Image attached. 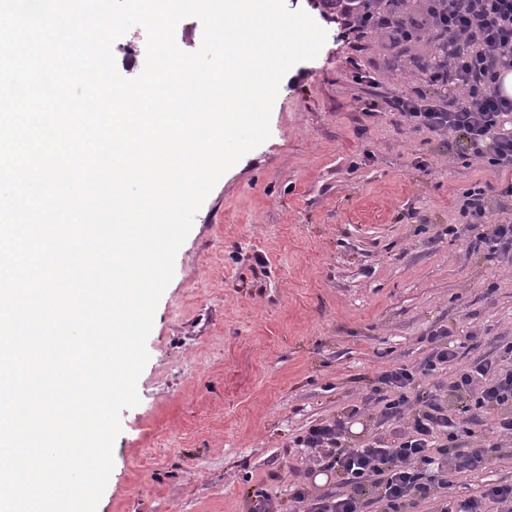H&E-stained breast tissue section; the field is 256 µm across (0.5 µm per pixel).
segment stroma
<instances>
[{
	"label": "stroma",
	"instance_id": "1",
	"mask_svg": "<svg viewBox=\"0 0 512 512\" xmlns=\"http://www.w3.org/2000/svg\"><path fill=\"white\" fill-rule=\"evenodd\" d=\"M325 30L282 78L270 137L218 180L176 255L97 512H250L260 494L300 512L294 485L340 488L296 444L309 425L348 412V441H392L363 408L383 371L418 365L447 329L458 357L429 382L451 407L452 371L497 361L512 337V265L448 232L463 191L503 173L392 113L395 92L424 88L430 42ZM500 443L453 477L450 503L512 483V436Z\"/></svg>",
	"mask_w": 512,
	"mask_h": 512
}]
</instances>
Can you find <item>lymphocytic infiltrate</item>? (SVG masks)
I'll list each match as a JSON object with an SVG mask.
<instances>
[{"label":"lymphocytic infiltrate","instance_id":"f902f5d3","mask_svg":"<svg viewBox=\"0 0 512 512\" xmlns=\"http://www.w3.org/2000/svg\"><path fill=\"white\" fill-rule=\"evenodd\" d=\"M424 24L404 16L403 0L391 8L375 7L354 18L357 28L375 32L403 25L407 39L427 37L443 46V56L427 71L428 92L400 95L393 108L401 123L465 140L471 156L496 170L512 174V94L502 82L512 73V0H426ZM488 187L474 185L462 195L461 214L472 235L467 249L486 258L512 262V220L479 231L487 217ZM446 331H434L430 355L415 368L382 372L370 402L382 420L395 421L400 433L392 442L349 445L347 417L311 425L298 445L317 451L321 465L336 472L341 489L331 498L309 499L295 488V502H310L309 512H411L419 503L430 512H512V484L490 483L479 495L448 506L449 472L473 470L498 443L470 449L463 438L473 436L480 413L498 411V428L512 434V370L480 361L449 382L459 405L448 410L425 378L441 365L453 364L456 352Z\"/></svg>","mask_w":512,"mask_h":512}]
</instances>
